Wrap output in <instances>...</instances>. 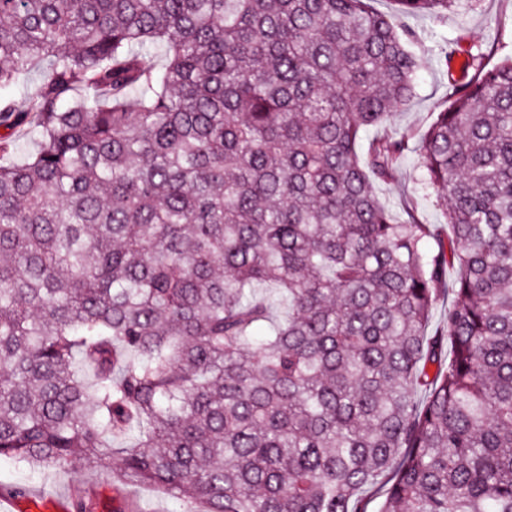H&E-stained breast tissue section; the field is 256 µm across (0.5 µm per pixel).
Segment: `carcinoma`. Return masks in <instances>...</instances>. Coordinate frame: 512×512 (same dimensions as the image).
I'll return each instance as SVG.
<instances>
[{
  "mask_svg": "<svg viewBox=\"0 0 512 512\" xmlns=\"http://www.w3.org/2000/svg\"><path fill=\"white\" fill-rule=\"evenodd\" d=\"M394 2L0 0V458L189 512H512V57L362 157L404 18L458 0ZM410 149L446 237L376 197Z\"/></svg>",
  "mask_w": 512,
  "mask_h": 512,
  "instance_id": "obj_1",
  "label": "carcinoma"
}]
</instances>
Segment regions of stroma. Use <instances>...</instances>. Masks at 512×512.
<instances>
[{
  "instance_id": "1",
  "label": "stroma",
  "mask_w": 512,
  "mask_h": 512,
  "mask_svg": "<svg viewBox=\"0 0 512 512\" xmlns=\"http://www.w3.org/2000/svg\"><path fill=\"white\" fill-rule=\"evenodd\" d=\"M406 23L415 35L411 49L419 60V70L414 99L388 123L394 131H425L437 112L447 107L448 68L439 57V48L446 41L458 40L462 60L482 54L493 63L512 54V0L465 2L448 14H418L407 17ZM423 178L417 154L409 151L401 161L398 178L376 184V193L395 214H403L405 206L412 204L421 223L445 224V205L426 191ZM42 492L69 503L75 495H82L91 502L93 512H132L137 504L151 512H183L177 499L148 486L123 483L112 473L83 462L65 470H33L0 459V497L26 498Z\"/></svg>"
}]
</instances>
